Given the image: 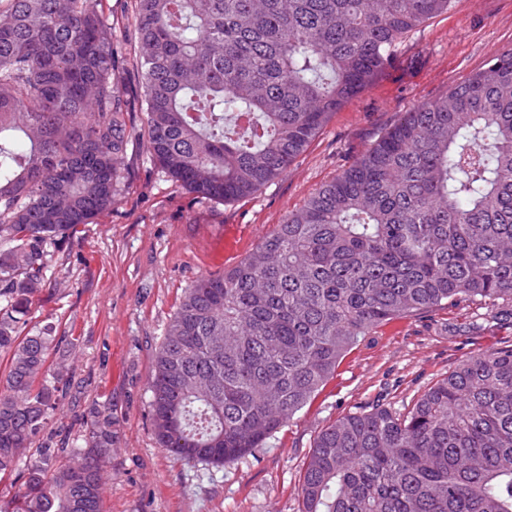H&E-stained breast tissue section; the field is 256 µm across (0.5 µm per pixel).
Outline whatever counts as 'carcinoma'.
Segmentation results:
<instances>
[{
	"instance_id": "obj_1",
	"label": "carcinoma",
	"mask_w": 512,
	"mask_h": 512,
	"mask_svg": "<svg viewBox=\"0 0 512 512\" xmlns=\"http://www.w3.org/2000/svg\"><path fill=\"white\" fill-rule=\"evenodd\" d=\"M102 0H0V512H102L112 412L84 446H36L70 379L45 319L49 258L115 202L146 115L166 177L230 203L261 191L452 0H133L128 52ZM512 303V49L402 113L256 249L185 290L155 356L160 447L222 466L279 430L385 321ZM36 456L26 459V451ZM301 512H512V347L481 351L400 413L314 440Z\"/></svg>"
}]
</instances>
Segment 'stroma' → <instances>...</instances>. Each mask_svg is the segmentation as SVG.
<instances>
[{
    "label": "stroma",
    "mask_w": 512,
    "mask_h": 512,
    "mask_svg": "<svg viewBox=\"0 0 512 512\" xmlns=\"http://www.w3.org/2000/svg\"><path fill=\"white\" fill-rule=\"evenodd\" d=\"M512 48V0H453L397 45L375 82L339 112L288 172L230 204L168 180L136 138L112 209L81 225L48 263L36 308L66 346L74 386L53 447L83 446L92 403L112 409L102 512H300L316 436L360 408H410L460 360L512 345V304L460 301L391 320L361 338L263 447L220 467L159 448L149 408L156 351L187 288L236 265L289 212L358 158L403 112L444 94Z\"/></svg>",
    "instance_id": "obj_1"
}]
</instances>
